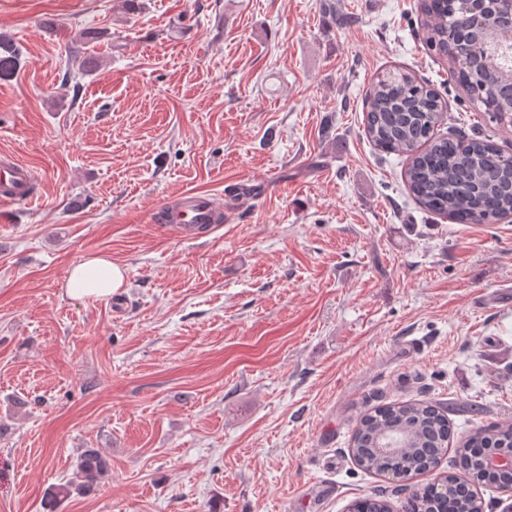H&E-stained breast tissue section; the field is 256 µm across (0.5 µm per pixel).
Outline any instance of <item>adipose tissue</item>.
<instances>
[{
  "mask_svg": "<svg viewBox=\"0 0 512 512\" xmlns=\"http://www.w3.org/2000/svg\"><path fill=\"white\" fill-rule=\"evenodd\" d=\"M125 270L108 255L98 253L73 265L66 276L67 295L96 301L112 296L125 285Z\"/></svg>",
  "mask_w": 512,
  "mask_h": 512,
  "instance_id": "obj_1",
  "label": "adipose tissue"
}]
</instances>
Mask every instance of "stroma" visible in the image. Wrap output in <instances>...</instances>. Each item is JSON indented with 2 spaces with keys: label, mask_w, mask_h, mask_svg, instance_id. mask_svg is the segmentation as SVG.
Here are the masks:
<instances>
[{
  "label": "stroma",
  "mask_w": 512,
  "mask_h": 512,
  "mask_svg": "<svg viewBox=\"0 0 512 512\" xmlns=\"http://www.w3.org/2000/svg\"><path fill=\"white\" fill-rule=\"evenodd\" d=\"M142 2L0 0L23 59L0 81V155L37 179L0 207V512H44L85 448L109 475L57 512L400 497L349 452L366 409L434 402L458 432L512 419V218L422 209L364 135L365 95L410 74L440 96L438 135L507 153L512 121L426 48L418 0H335L336 26L321 0ZM186 191L224 205L192 241L156 215ZM93 252L124 288L68 296Z\"/></svg>",
  "instance_id": "obj_1"
}]
</instances>
